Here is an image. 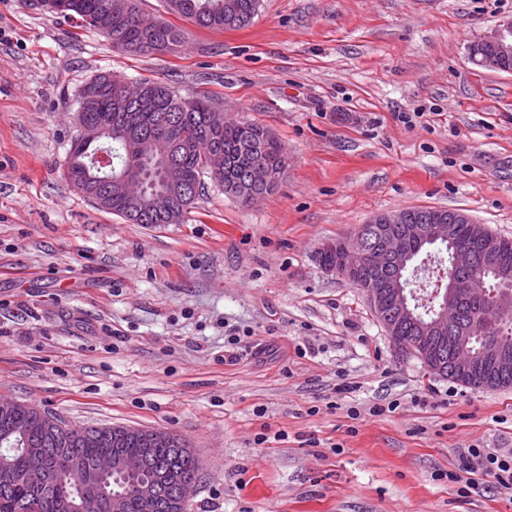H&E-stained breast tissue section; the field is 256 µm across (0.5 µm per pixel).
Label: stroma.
<instances>
[{
  "mask_svg": "<svg viewBox=\"0 0 512 512\" xmlns=\"http://www.w3.org/2000/svg\"><path fill=\"white\" fill-rule=\"evenodd\" d=\"M505 17L512 0H261L238 30L171 16L183 42L140 56L0 0V398L180 436L187 512H512L446 478L466 446L512 451V387L428 375L318 258L405 208L512 238V73L468 50ZM105 71L266 126L282 182L244 206L207 180L179 224L97 209L64 164Z\"/></svg>",
  "mask_w": 512,
  "mask_h": 512,
  "instance_id": "obj_1",
  "label": "stroma"
}]
</instances>
